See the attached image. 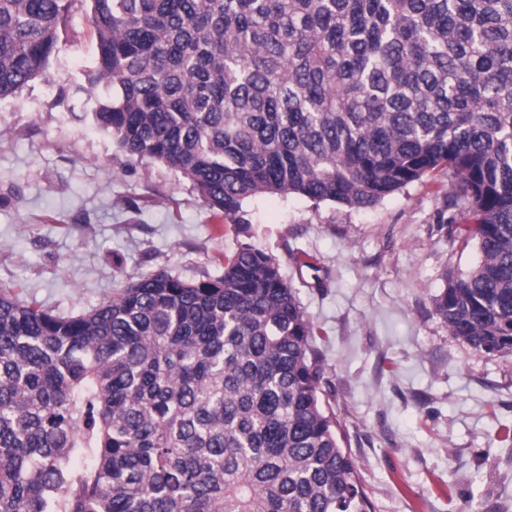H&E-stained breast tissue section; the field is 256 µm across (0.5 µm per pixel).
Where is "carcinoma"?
<instances>
[{"label":"carcinoma","instance_id":"obj_1","mask_svg":"<svg viewBox=\"0 0 512 512\" xmlns=\"http://www.w3.org/2000/svg\"><path fill=\"white\" fill-rule=\"evenodd\" d=\"M79 0H0V98ZM92 119L247 224L251 199L369 208L437 169L478 264L434 311L512 352V0H88ZM279 263L142 276L74 316L0 292V512H372Z\"/></svg>","mask_w":512,"mask_h":512}]
</instances>
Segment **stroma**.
<instances>
[{
  "instance_id": "obj_1",
  "label": "stroma",
  "mask_w": 512,
  "mask_h": 512,
  "mask_svg": "<svg viewBox=\"0 0 512 512\" xmlns=\"http://www.w3.org/2000/svg\"><path fill=\"white\" fill-rule=\"evenodd\" d=\"M94 61L76 9L47 78L0 99V291L77 314L140 276L222 275L242 244L280 263L317 334L324 397L374 512H512V352L489 356L433 311L479 261L447 170L355 210L266 196L247 225L159 163L129 162L72 91Z\"/></svg>"
}]
</instances>
